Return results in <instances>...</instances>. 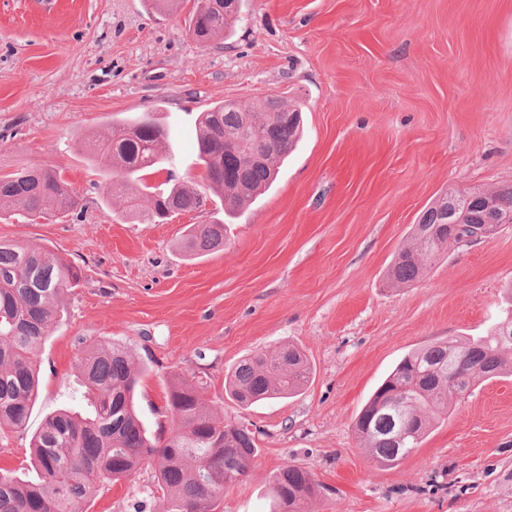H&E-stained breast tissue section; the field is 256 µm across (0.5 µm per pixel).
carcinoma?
<instances>
[{"label": "carcinoma", "mask_w": 512, "mask_h": 512, "mask_svg": "<svg viewBox=\"0 0 512 512\" xmlns=\"http://www.w3.org/2000/svg\"><path fill=\"white\" fill-rule=\"evenodd\" d=\"M194 0L191 33L206 44L224 34L238 12L224 14V0ZM302 115L274 98L256 105L218 102L198 115L197 158L205 186L176 179L167 168L165 136L149 112L112 125L109 137L84 142L89 159H109L116 168L102 172V188L127 214L160 223L172 213L195 212L207 203L205 188L220 191L233 212L268 188L276 177L274 162L298 142ZM272 135L263 163L247 157ZM167 171L162 186L147 176ZM248 187L239 194L235 185ZM493 197L502 223L512 224V183L485 192L450 191L428 206L414 225L413 242L388 268L391 286L422 279L427 265L448 249V221L476 214L483 196ZM148 201L145 206L142 201ZM12 204L17 216L34 221L50 212L66 213L80 200L62 172L25 167L0 175V204ZM224 244V225L194 224L186 239L190 251ZM82 280L81 270L40 247L0 240V432L26 425L37 395V349L65 308L68 293ZM512 337L497 325L485 336L450 345L434 343L411 351L394 367L362 407L357 435L371 455L392 467L420 447L431 426L429 412L472 394L477 384L512 375ZM89 410H60L48 416L31 443L37 479L0 472V512H84L101 485L127 479L153 458L160 460L156 512H218L224 487L246 476L258 448L247 425L215 418L200 390L182 378L171 386L167 407L173 418L169 435L150 438L135 408L142 372L132 368L126 349L114 342L91 344L75 364ZM311 375L307 356L297 347L262 352L240 360L225 377V390L243 408L266 399L287 398L302 390ZM270 488L277 512H306L322 486L312 474L287 466Z\"/></svg>", "instance_id": "carcinoma-1"}]
</instances>
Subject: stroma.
<instances>
[{"label":"stroma","mask_w":512,"mask_h":512,"mask_svg":"<svg viewBox=\"0 0 512 512\" xmlns=\"http://www.w3.org/2000/svg\"><path fill=\"white\" fill-rule=\"evenodd\" d=\"M193 0H0V173L51 166L81 198L58 219L0 220L83 273L37 351L25 428L0 436V468L23 471L47 415L85 404L74 364L92 343L145 368L137 409L168 433L169 388L196 381L218 418L250 424L259 452L221 512H271L288 465L322 486L307 512H512V375L438 415L421 446L379 465L354 423L378 384L425 344L481 336L512 293V224L449 247L416 283L388 267L421 212L451 189L512 182V0H244L207 44ZM278 98L304 132L275 182L234 217L220 202L162 224L123 217L81 149L127 116L166 127L177 179L201 182L196 119L209 105ZM192 224L221 247L187 254ZM295 346L311 377L293 397L240 408L225 376L257 351ZM157 462L100 486L86 512L153 504Z\"/></svg>","instance_id":"35a3bbf8"}]
</instances>
